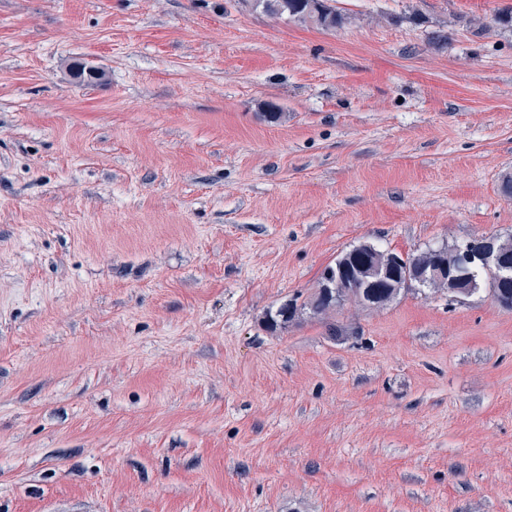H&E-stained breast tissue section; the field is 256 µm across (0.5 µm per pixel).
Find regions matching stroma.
I'll use <instances>...</instances> for the list:
<instances>
[{"label": "stroma", "instance_id": "1", "mask_svg": "<svg viewBox=\"0 0 512 512\" xmlns=\"http://www.w3.org/2000/svg\"><path fill=\"white\" fill-rule=\"evenodd\" d=\"M330 3L0 0V512H512L488 290L267 323L512 235V0ZM249 5L257 10L276 16L293 19L299 23L311 22L325 30L336 29L345 24V18L335 7L326 5L318 16L314 15L317 1L324 0H249Z\"/></svg>", "mask_w": 512, "mask_h": 512}]
</instances>
